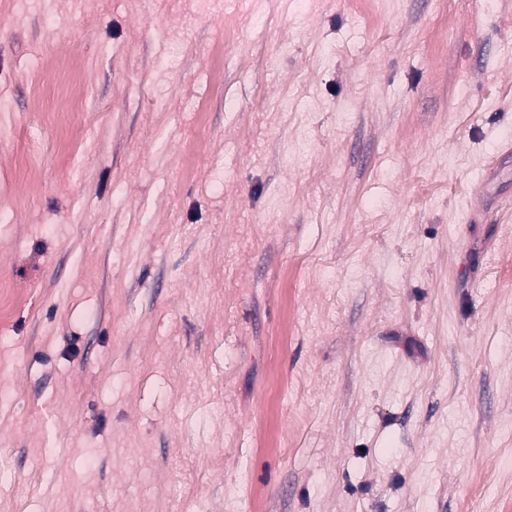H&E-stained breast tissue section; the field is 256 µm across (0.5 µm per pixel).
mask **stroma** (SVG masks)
Returning a JSON list of instances; mask_svg holds the SVG:
<instances>
[{
  "mask_svg": "<svg viewBox=\"0 0 512 512\" xmlns=\"http://www.w3.org/2000/svg\"><path fill=\"white\" fill-rule=\"evenodd\" d=\"M370 9L0 0V512L512 500V0Z\"/></svg>",
  "mask_w": 512,
  "mask_h": 512,
  "instance_id": "stroma-1",
  "label": "stroma"
}]
</instances>
